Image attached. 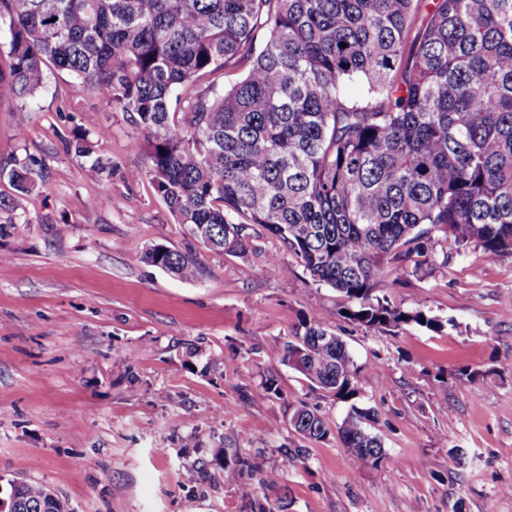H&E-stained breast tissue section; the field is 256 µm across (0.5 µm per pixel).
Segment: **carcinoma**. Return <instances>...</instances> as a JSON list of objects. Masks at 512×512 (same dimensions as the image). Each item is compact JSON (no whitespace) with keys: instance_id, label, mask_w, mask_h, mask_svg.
Here are the masks:
<instances>
[{"instance_id":"obj_1","label":"carcinoma","mask_w":512,"mask_h":512,"mask_svg":"<svg viewBox=\"0 0 512 512\" xmlns=\"http://www.w3.org/2000/svg\"><path fill=\"white\" fill-rule=\"evenodd\" d=\"M0 0L9 64L0 89L28 98L52 66L84 94L105 93L145 133L151 183L207 249L248 259L261 235L281 241L313 282L336 290L346 319L378 330L440 320L373 291L386 269L430 275L473 248L512 256V0ZM242 71L227 86L217 78ZM366 95L351 100L347 82ZM88 178L110 162L85 141ZM38 173L0 171L20 195ZM138 259L181 278L192 252L154 246ZM271 357L350 403L332 427L291 407L302 440L338 434L361 468L390 460L360 407L350 350L304 319ZM275 486L260 457L224 464ZM49 487L10 490L13 512H54Z\"/></svg>"}]
</instances>
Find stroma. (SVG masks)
Returning <instances> with one entry per match:
<instances>
[{
	"instance_id": "stroma-1",
	"label": "stroma",
	"mask_w": 512,
	"mask_h": 512,
	"mask_svg": "<svg viewBox=\"0 0 512 512\" xmlns=\"http://www.w3.org/2000/svg\"><path fill=\"white\" fill-rule=\"evenodd\" d=\"M78 138L111 161L109 191L66 150ZM22 162L42 176L25 195L0 180V497L14 480L66 512H512V257L386 272L376 296L445 327L383 332L342 317L281 242L252 258L274 276L252 278L194 240L151 185L130 115L66 72L47 69L30 99L0 92V170ZM156 245L192 250L196 276L138 261ZM305 317L346 342L390 463L357 468L335 435L285 462L289 405L334 425L349 410L268 353ZM271 374L280 395L262 387ZM234 454L264 455L279 486L225 483Z\"/></svg>"
}]
</instances>
